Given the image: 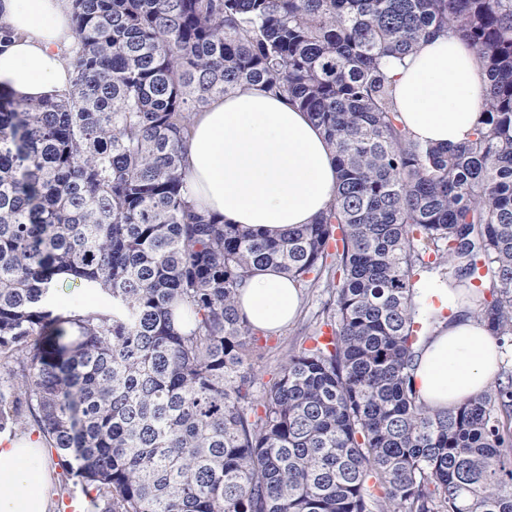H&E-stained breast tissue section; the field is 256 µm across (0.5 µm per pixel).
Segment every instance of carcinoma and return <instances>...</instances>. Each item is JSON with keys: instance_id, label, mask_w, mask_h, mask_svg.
Returning a JSON list of instances; mask_svg holds the SVG:
<instances>
[{"instance_id": "cac0c4a2", "label": "carcinoma", "mask_w": 512, "mask_h": 512, "mask_svg": "<svg viewBox=\"0 0 512 512\" xmlns=\"http://www.w3.org/2000/svg\"><path fill=\"white\" fill-rule=\"evenodd\" d=\"M72 23L67 94L0 89V434L38 433L88 512H512V371L444 410L413 377L456 318L433 279L512 339V0H72ZM440 33L489 81L456 146L411 138L386 73ZM255 85L337 160L283 235L184 179L196 111ZM267 267L326 276L332 341L259 390L236 295ZM61 277L93 306L50 309Z\"/></svg>"}]
</instances>
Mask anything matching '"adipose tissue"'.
Returning <instances> with one entry per match:
<instances>
[{"instance_id":"ef3b65f1","label":"adipose tissue","mask_w":512,"mask_h":512,"mask_svg":"<svg viewBox=\"0 0 512 512\" xmlns=\"http://www.w3.org/2000/svg\"><path fill=\"white\" fill-rule=\"evenodd\" d=\"M0 88L20 99H53L67 90L72 68L70 0H0ZM387 73L395 110L414 140L465 141L480 112L487 74L479 55L456 36L422 41ZM185 178L199 209L257 232L311 224L331 204L336 162L320 127L281 96L254 86L213 99L195 114ZM296 282L258 271L240 288L238 308L260 330H277L298 313ZM501 347L470 312L426 343L414 375L419 396L446 409L482 394L498 374ZM47 450L24 434L0 444V512H49Z\"/></svg>"}]
</instances>
